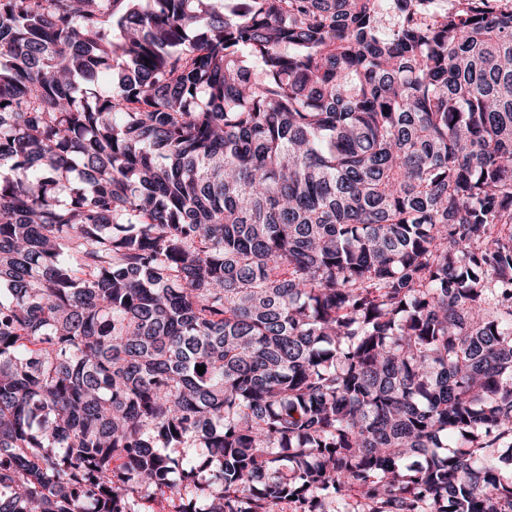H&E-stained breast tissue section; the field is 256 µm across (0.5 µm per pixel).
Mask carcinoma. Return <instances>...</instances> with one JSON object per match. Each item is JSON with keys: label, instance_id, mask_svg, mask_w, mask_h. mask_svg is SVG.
Returning <instances> with one entry per match:
<instances>
[{"label": "carcinoma", "instance_id": "carcinoma-1", "mask_svg": "<svg viewBox=\"0 0 512 512\" xmlns=\"http://www.w3.org/2000/svg\"><path fill=\"white\" fill-rule=\"evenodd\" d=\"M495 2L0 0V512H512Z\"/></svg>", "mask_w": 512, "mask_h": 512}]
</instances>
